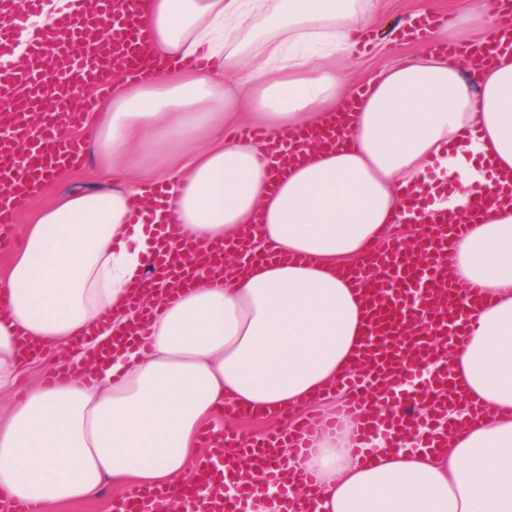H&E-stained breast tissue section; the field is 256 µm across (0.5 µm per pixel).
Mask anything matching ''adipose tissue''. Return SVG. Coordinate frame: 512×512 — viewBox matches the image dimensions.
Here are the masks:
<instances>
[{"mask_svg":"<svg viewBox=\"0 0 512 512\" xmlns=\"http://www.w3.org/2000/svg\"><path fill=\"white\" fill-rule=\"evenodd\" d=\"M503 8L467 0L459 45L484 44ZM382 10L383 0H145L138 24L155 72L117 78L96 115L90 152L104 182L40 211L0 272V494L54 512L107 482H192L200 433L223 426L225 405L300 410L356 367L365 305L341 268L399 223L459 215L491 188V168L512 170V53L470 74L426 51L369 80L346 146H309L270 190V142L343 109L337 65L354 23ZM237 71L244 112L224 82ZM241 123L262 138L225 135ZM144 157L156 166L141 168ZM171 222L200 246L251 229L257 258L220 279L197 273L173 302L144 297L145 339L99 360L93 381L41 379L16 397L19 337L80 366L101 329L137 321L129 299ZM448 244L449 279L496 295L448 349L459 390L496 414L436 451L387 449L367 465L327 431L307 454L283 453L315 477V512H512V209L489 208Z\"/></svg>","mask_w":512,"mask_h":512,"instance_id":"adipose-tissue-1","label":"adipose tissue"}]
</instances>
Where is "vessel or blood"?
Listing matches in <instances>:
<instances>
[{
  "instance_id": "vessel-or-blood-1",
  "label": "vessel or blood",
  "mask_w": 512,
  "mask_h": 512,
  "mask_svg": "<svg viewBox=\"0 0 512 512\" xmlns=\"http://www.w3.org/2000/svg\"><path fill=\"white\" fill-rule=\"evenodd\" d=\"M44 0H26L16 8L13 0H0V121L8 123L14 139L0 141V251L14 248L15 214L26 195L66 166L77 165L84 154L83 141L62 138L59 125L79 127L99 98L111 95L113 76L141 74L146 41L137 25L141 0H88L84 16H74L69 0H56L58 27L32 31L30 19ZM438 15L418 19L403 29L406 39L428 41L441 23ZM24 46L28 65L13 61L17 46ZM97 94L80 95L84 84ZM467 221L449 223L437 218L415 243L396 244L368 255L350 268L349 275L365 286L370 302L367 327L371 337L362 352V368L347 372L339 386L350 389L352 400L343 411L354 418L351 450L361 462H371L381 445L409 442L411 448H430L441 429L450 425L455 407L451 371L435 359L433 350L462 340L469 327L470 311L492 303L494 295L481 285L442 288L438 282L455 263L449 236H463ZM154 269L190 283L187 266L171 254L158 256ZM402 376L394 385L384 380L392 370ZM315 418H289L288 431L296 453L307 448V434ZM211 454L201 460L202 474L213 489L210 497L190 499L183 488L136 492L115 505L113 512H156L160 501L189 498V512H255L261 504V486L252 473H261L264 484L277 489L270 512H309V497L296 488H312L305 472L285 471L277 460L279 433L242 439L236 431H206ZM237 494L225 496V482Z\"/></svg>"
}]
</instances>
